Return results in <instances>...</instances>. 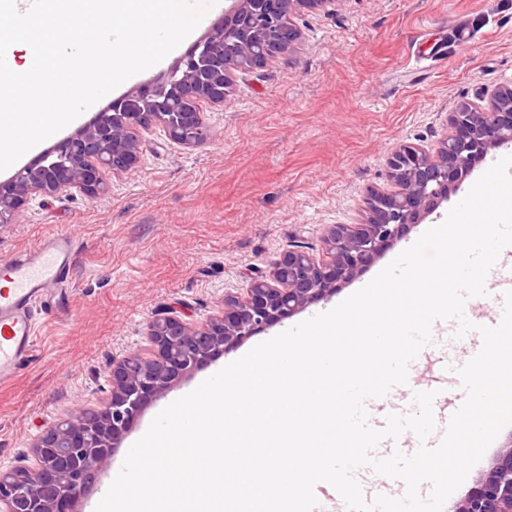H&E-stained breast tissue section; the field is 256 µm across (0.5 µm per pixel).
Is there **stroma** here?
<instances>
[{"mask_svg": "<svg viewBox=\"0 0 512 512\" xmlns=\"http://www.w3.org/2000/svg\"><path fill=\"white\" fill-rule=\"evenodd\" d=\"M293 21L300 51L237 76L223 108L207 112L212 140L186 149L155 134L138 171L105 196L37 194L20 223L0 227V261L50 234L77 246L65 303L38 310L29 367L0 384V469L28 453L46 423L111 397L106 364L146 347L157 309L209 321L290 242L316 244L331 225L354 222L367 189L384 185L392 152L435 144L458 105L512 85V0H345L336 15L302 9ZM460 199L451 195L330 301L250 337L223 362L337 306ZM486 283L494 300L465 305L477 325L501 319L512 256L499 257ZM455 330L434 327L412 387L392 394L397 407L413 408L427 389L437 393L434 412L463 404L457 370L480 339Z\"/></svg>", "mask_w": 512, "mask_h": 512, "instance_id": "stroma-1", "label": "stroma"}]
</instances>
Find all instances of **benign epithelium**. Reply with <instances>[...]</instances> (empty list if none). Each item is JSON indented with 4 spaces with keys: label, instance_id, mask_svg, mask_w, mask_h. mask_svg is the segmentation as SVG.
<instances>
[{
    "label": "benign epithelium",
    "instance_id": "1",
    "mask_svg": "<svg viewBox=\"0 0 512 512\" xmlns=\"http://www.w3.org/2000/svg\"><path fill=\"white\" fill-rule=\"evenodd\" d=\"M343 0H225L224 14L160 79L139 83L96 112L5 180H0V225L19 222L34 194L89 199L104 195L112 178L136 170L147 139L160 131L184 148L211 138L205 109L222 106L238 72L264 69L299 50L300 32L282 16L299 7L325 14ZM512 146V86L485 92L481 102L448 115L432 147L403 146L387 160L386 185L368 190L366 210L353 224H336L317 253L295 245L250 278L245 293L224 298L220 315L202 324L172 309L154 313L149 346L108 365L112 397L57 419L30 453L0 470V512H81L89 485L123 444L145 409L205 363L249 337L336 294L414 224L458 192L472 161ZM453 512H512V437Z\"/></svg>",
    "mask_w": 512,
    "mask_h": 512
}]
</instances>
